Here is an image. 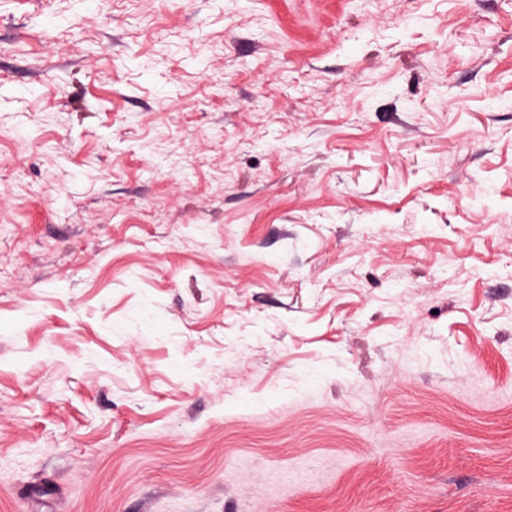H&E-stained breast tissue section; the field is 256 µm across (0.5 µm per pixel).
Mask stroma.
Listing matches in <instances>:
<instances>
[{
  "instance_id": "1",
  "label": "stroma",
  "mask_w": 512,
  "mask_h": 512,
  "mask_svg": "<svg viewBox=\"0 0 512 512\" xmlns=\"http://www.w3.org/2000/svg\"><path fill=\"white\" fill-rule=\"evenodd\" d=\"M0 512H512V0H0Z\"/></svg>"
}]
</instances>
